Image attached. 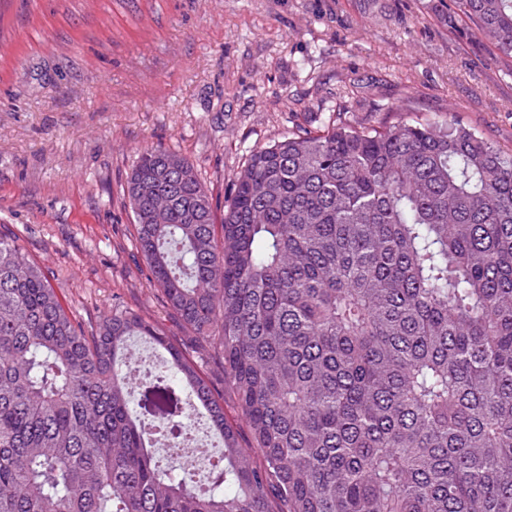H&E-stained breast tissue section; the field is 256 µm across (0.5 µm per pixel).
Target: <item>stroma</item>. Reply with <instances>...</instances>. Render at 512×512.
I'll use <instances>...</instances> for the list:
<instances>
[{"mask_svg":"<svg viewBox=\"0 0 512 512\" xmlns=\"http://www.w3.org/2000/svg\"><path fill=\"white\" fill-rule=\"evenodd\" d=\"M406 105L512 152V58L440 0H0V234L80 319L119 298L176 334L122 196L141 151L221 208L253 150Z\"/></svg>","mask_w":512,"mask_h":512,"instance_id":"stroma-1","label":"stroma"}]
</instances>
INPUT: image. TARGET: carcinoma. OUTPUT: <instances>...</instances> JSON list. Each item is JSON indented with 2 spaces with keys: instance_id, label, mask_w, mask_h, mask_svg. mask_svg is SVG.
Masks as SVG:
<instances>
[{
  "instance_id": "1",
  "label": "carcinoma",
  "mask_w": 512,
  "mask_h": 512,
  "mask_svg": "<svg viewBox=\"0 0 512 512\" xmlns=\"http://www.w3.org/2000/svg\"><path fill=\"white\" fill-rule=\"evenodd\" d=\"M451 2L512 56V0ZM399 112L253 151L220 224L192 163L140 154L123 192L180 338L79 319L0 235V512H512V153ZM133 337L169 372L133 382ZM188 400L223 444L206 486L152 451Z\"/></svg>"
}]
</instances>
